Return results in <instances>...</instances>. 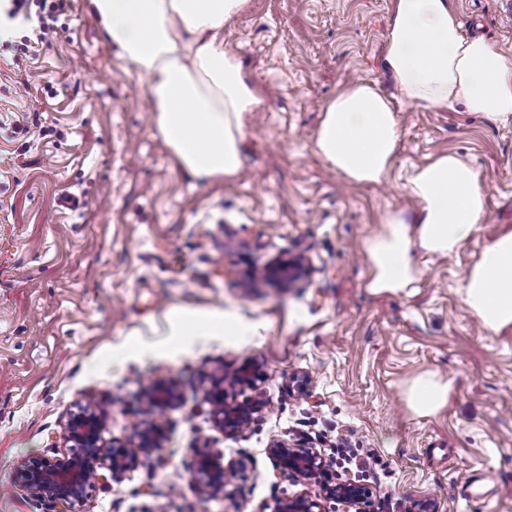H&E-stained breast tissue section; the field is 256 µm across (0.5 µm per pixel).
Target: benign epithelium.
Listing matches in <instances>:
<instances>
[{"label": "benign epithelium", "instance_id": "1", "mask_svg": "<svg viewBox=\"0 0 512 512\" xmlns=\"http://www.w3.org/2000/svg\"><path fill=\"white\" fill-rule=\"evenodd\" d=\"M150 397L154 405L162 409L175 402L178 394L168 386L157 384L150 388ZM207 401L226 433H241L252 420L255 407L230 401L222 388L212 392ZM104 419V410L97 406L89 408L71 423L70 438L74 448L70 455L53 462L34 460L27 466V488L32 497L59 505L60 512H77L89 483L121 478L160 445L161 428L153 423L139 428L130 445L105 448L100 444V428ZM269 453L278 469L302 481L315 478L329 467L328 460L317 449L301 444L276 440L270 445ZM196 470L206 490L218 496L239 476L243 464L219 466L214 463L210 450L204 448L197 453ZM370 497L369 489L361 484L324 483L318 497L298 494L280 499L276 501L273 512H326L324 503L327 501H340L348 507H357L356 512H363L362 506L369 503Z\"/></svg>", "mask_w": 512, "mask_h": 512}]
</instances>
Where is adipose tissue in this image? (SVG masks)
<instances>
[{
  "label": "adipose tissue",
  "instance_id": "obj_1",
  "mask_svg": "<svg viewBox=\"0 0 512 512\" xmlns=\"http://www.w3.org/2000/svg\"><path fill=\"white\" fill-rule=\"evenodd\" d=\"M246 0H90L120 58L148 79L155 130L191 178L227 182L239 173L246 117L260 93L239 56L224 47V27ZM381 63L398 95L431 109L468 111L512 122V59L463 33L452 0H394ZM400 139L387 95L354 82L322 107L314 149L346 183L378 185L390 174ZM406 189L420 205L414 218L390 214L365 243L374 294L414 288L416 256L448 257L476 231L486 211L479 175L440 153L410 173ZM467 313L485 329L512 327V232L485 246L462 283ZM437 373L417 378L408 405L431 415L448 399Z\"/></svg>",
  "mask_w": 512,
  "mask_h": 512
}]
</instances>
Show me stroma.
I'll use <instances>...</instances> for the list:
<instances>
[{"instance_id":"1","label":"stroma","mask_w":512,"mask_h":512,"mask_svg":"<svg viewBox=\"0 0 512 512\" xmlns=\"http://www.w3.org/2000/svg\"><path fill=\"white\" fill-rule=\"evenodd\" d=\"M468 31L512 49V0H453ZM42 13L48 43L15 26L0 47V512H55L33 498L21 468L70 452L68 428L88 405L107 411L101 442L128 444L163 426L159 448L117 481L88 488L81 512H271L321 483L372 491L371 512H512V329L480 327L460 291L484 246L512 229V124L464 110L395 101L394 168L379 185H350L313 142L323 105L349 83L392 93L381 70L393 0H247L224 28L262 102L246 123L242 170L194 181L155 132L147 80L120 60L87 0ZM440 153L468 159L487 210L450 258L421 256L408 294L374 296L365 241L388 215L420 209L409 171ZM303 258L290 284L264 277ZM221 313L245 331L201 318ZM263 403L227 434L205 396L243 365ZM450 383L447 404L407 405L416 377ZM307 379L306 394L293 376ZM175 388L154 410L147 390ZM355 458L306 483L277 471L272 441ZM243 476L211 497L198 449Z\"/></svg>"}]
</instances>
